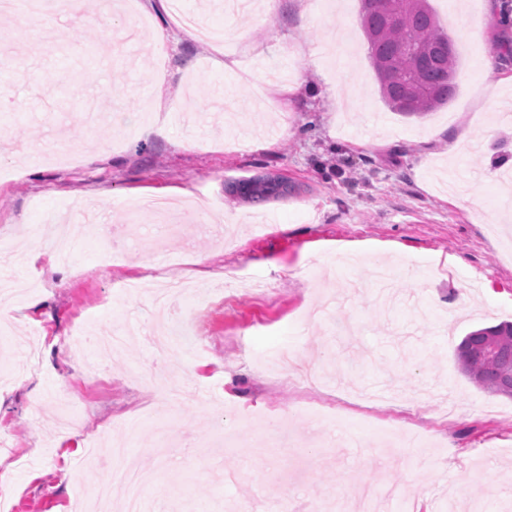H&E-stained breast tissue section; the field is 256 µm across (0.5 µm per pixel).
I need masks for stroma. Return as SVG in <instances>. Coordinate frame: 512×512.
Instances as JSON below:
<instances>
[{"mask_svg": "<svg viewBox=\"0 0 512 512\" xmlns=\"http://www.w3.org/2000/svg\"><path fill=\"white\" fill-rule=\"evenodd\" d=\"M429 4L458 68L448 105L424 118L382 99L360 0H266L239 14L224 0H182L222 31L219 45L154 0H137L134 15L81 0L35 26L5 14L0 163L17 175L0 182V239L12 275L39 280L21 289L0 339V437L20 456L0 455V470L13 472L15 512H74L76 479L100 475L122 440L155 512H275L285 497L294 512H348L362 477L400 487L411 512H448L451 481L458 512H512V398L479 389L456 360L467 333L512 322V214L496 204L512 170L501 118L512 60L485 65L495 41L512 40V17L486 23V0ZM57 27L70 41L45 46ZM107 84L122 87V105L98 96ZM28 100L32 118L16 112ZM151 123L165 134L137 137ZM58 141L73 164L40 163ZM453 166L477 210L448 194ZM261 174L287 179L288 196L225 195V183ZM141 197L184 205L168 262L130 246L158 221L128 208ZM64 210L74 266L30 261L34 230ZM227 213L226 239L200 232ZM96 222L129 244L124 262L104 260L87 230ZM230 270L271 294L202 305L194 345L155 357L147 330L167 315L124 283L188 277L206 296ZM82 322L104 336L127 325L124 350L99 365L71 342ZM272 410L293 434L273 450ZM381 427L431 436L427 468Z\"/></svg>", "mask_w": 512, "mask_h": 512, "instance_id": "1", "label": "stroma"}]
</instances>
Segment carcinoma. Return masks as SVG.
Returning <instances> with one entry per match:
<instances>
[{
    "mask_svg": "<svg viewBox=\"0 0 512 512\" xmlns=\"http://www.w3.org/2000/svg\"><path fill=\"white\" fill-rule=\"evenodd\" d=\"M362 24L382 98L395 112L423 117L448 104L456 56L428 0H361ZM225 193L249 203L288 196V181L270 174L230 182ZM462 372L480 389L512 397V322L480 328L456 348Z\"/></svg>",
    "mask_w": 512,
    "mask_h": 512,
    "instance_id": "obj_1",
    "label": "carcinoma"
}]
</instances>
